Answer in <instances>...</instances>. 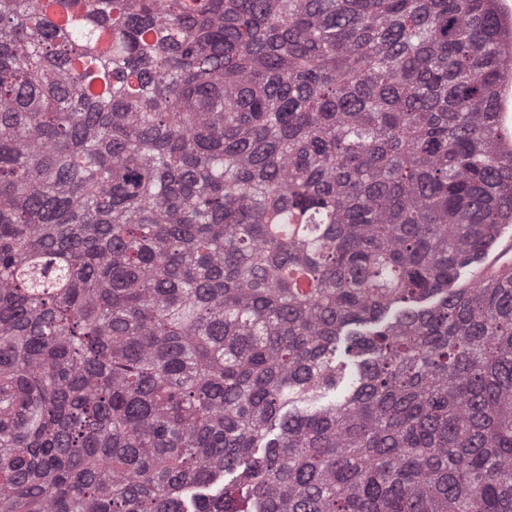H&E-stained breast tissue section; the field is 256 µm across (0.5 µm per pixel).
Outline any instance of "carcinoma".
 I'll use <instances>...</instances> for the list:
<instances>
[{
    "instance_id": "obj_1",
    "label": "carcinoma",
    "mask_w": 512,
    "mask_h": 512,
    "mask_svg": "<svg viewBox=\"0 0 512 512\" xmlns=\"http://www.w3.org/2000/svg\"><path fill=\"white\" fill-rule=\"evenodd\" d=\"M508 81L499 0H0V512H512ZM511 234L512 227H506V229L502 232L498 242L487 251L486 255L481 259V261L462 267L459 270L458 278L450 285H448V287L464 288L468 286L484 266L491 264V260L507 243L508 239L511 237Z\"/></svg>"
}]
</instances>
